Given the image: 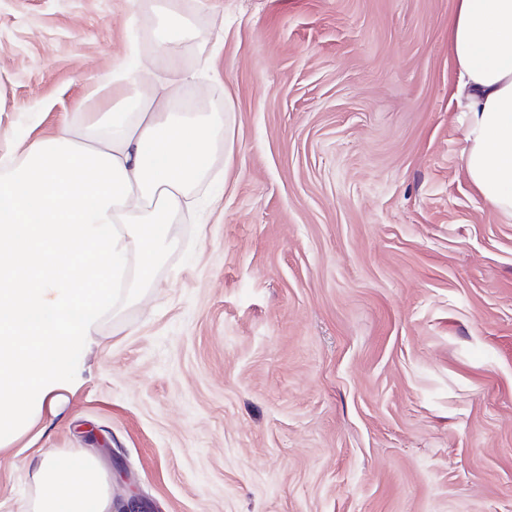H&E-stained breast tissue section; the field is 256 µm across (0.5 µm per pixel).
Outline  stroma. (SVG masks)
Here are the masks:
<instances>
[{
  "label": "stroma",
  "instance_id": "35a3bbf8",
  "mask_svg": "<svg viewBox=\"0 0 512 512\" xmlns=\"http://www.w3.org/2000/svg\"><path fill=\"white\" fill-rule=\"evenodd\" d=\"M172 5L227 144L36 448L146 512H512V217L463 167L457 0H0V150L118 106L129 48L164 77ZM194 38H197V34L183 27L181 15L170 11L165 30L154 41L153 52L156 56L175 60L183 55Z\"/></svg>",
  "mask_w": 512,
  "mask_h": 512
}]
</instances>
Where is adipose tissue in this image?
<instances>
[{
	"mask_svg": "<svg viewBox=\"0 0 512 512\" xmlns=\"http://www.w3.org/2000/svg\"><path fill=\"white\" fill-rule=\"evenodd\" d=\"M453 93L467 114L466 175L512 217V0H457ZM138 51L112 71L118 108L0 154V452L41 431L80 384L91 336L151 285L169 226L224 145V115L138 91ZM29 512H117L107 470L39 450Z\"/></svg>",
	"mask_w": 512,
	"mask_h": 512,
	"instance_id": "obj_1",
	"label": "adipose tissue"
}]
</instances>
